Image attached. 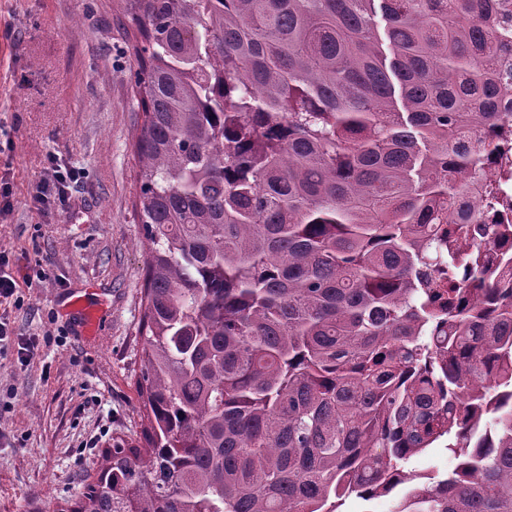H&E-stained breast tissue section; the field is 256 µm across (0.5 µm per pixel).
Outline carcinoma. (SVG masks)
Returning <instances> with one entry per match:
<instances>
[{
    "mask_svg": "<svg viewBox=\"0 0 512 512\" xmlns=\"http://www.w3.org/2000/svg\"><path fill=\"white\" fill-rule=\"evenodd\" d=\"M123 14L143 114L142 429L68 512H338L353 494L512 512V221L481 168L483 132L512 126V6ZM476 185L494 224L456 206ZM441 442L447 477L404 470Z\"/></svg>",
    "mask_w": 512,
    "mask_h": 512,
    "instance_id": "1",
    "label": "carcinoma"
}]
</instances>
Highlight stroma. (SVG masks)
<instances>
[{"instance_id":"1","label":"stroma","mask_w":512,"mask_h":512,"mask_svg":"<svg viewBox=\"0 0 512 512\" xmlns=\"http://www.w3.org/2000/svg\"><path fill=\"white\" fill-rule=\"evenodd\" d=\"M135 70L122 0H0V252L18 282L0 301L12 329L0 348V512H60L103 449L140 434ZM54 160L79 176L41 208L33 196ZM79 295L104 335H80L66 307Z\"/></svg>"}]
</instances>
